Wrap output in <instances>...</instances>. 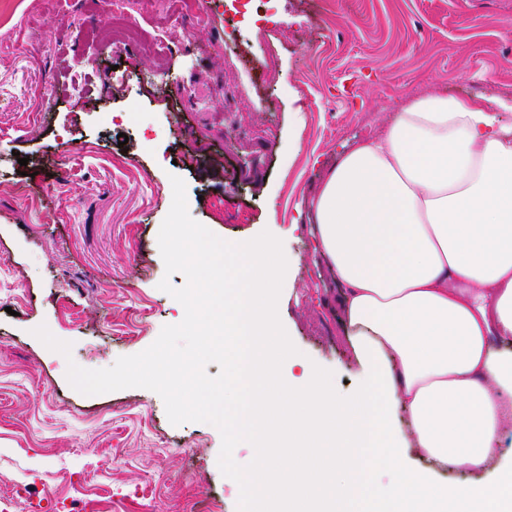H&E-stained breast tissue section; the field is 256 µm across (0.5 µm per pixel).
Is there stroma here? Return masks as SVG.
I'll return each mask as SVG.
<instances>
[{"label": "stroma", "mask_w": 512, "mask_h": 512, "mask_svg": "<svg viewBox=\"0 0 512 512\" xmlns=\"http://www.w3.org/2000/svg\"><path fill=\"white\" fill-rule=\"evenodd\" d=\"M174 2L137 20L141 37L165 31L154 54L102 24L98 0H21L0 35V502L24 495L10 512L241 510L215 426L171 424L148 389L86 396L66 378L68 361L110 367L183 320L159 288L185 283L158 245L171 176L220 238L280 245L288 343L350 396L362 368L314 251L322 174L415 97L512 99V0H259L189 33Z\"/></svg>", "instance_id": "obj_1"}]
</instances>
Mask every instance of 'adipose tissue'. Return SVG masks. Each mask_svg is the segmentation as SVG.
Masks as SVG:
<instances>
[{
  "label": "adipose tissue",
  "mask_w": 512,
  "mask_h": 512,
  "mask_svg": "<svg viewBox=\"0 0 512 512\" xmlns=\"http://www.w3.org/2000/svg\"><path fill=\"white\" fill-rule=\"evenodd\" d=\"M511 112L415 98L323 178L316 250L363 369L353 395L284 337L278 244L195 236L224 326V401L209 412L252 451L241 512H512V349L495 345L512 338Z\"/></svg>",
  "instance_id": "ef3b65f1"
}]
</instances>
